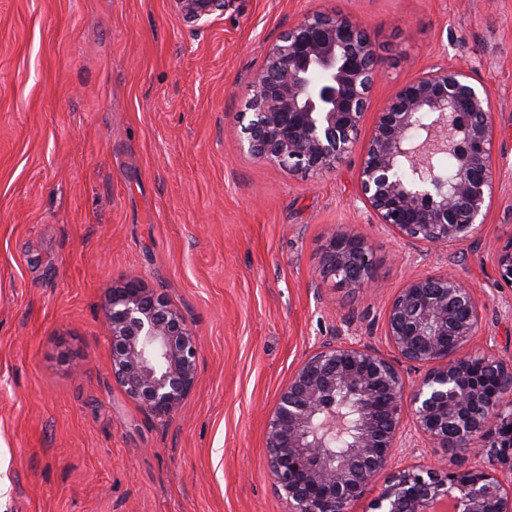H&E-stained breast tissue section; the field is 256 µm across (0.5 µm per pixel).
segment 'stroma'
Returning <instances> with one entry per match:
<instances>
[{
	"label": "stroma",
	"mask_w": 512,
	"mask_h": 512,
	"mask_svg": "<svg viewBox=\"0 0 512 512\" xmlns=\"http://www.w3.org/2000/svg\"><path fill=\"white\" fill-rule=\"evenodd\" d=\"M360 22L382 64L364 119L434 65L488 85L498 180L469 241L428 249L378 224L359 154L323 174L251 156L237 113L269 48L304 17ZM367 236L383 291L326 280L334 233ZM512 0H0V512H290L266 421L319 347L389 356L388 300L453 272L483 306L468 345L512 357ZM198 338L168 419L113 378L106 318L128 277ZM392 467L456 465L411 416ZM495 260L499 285L512 288V239L497 248Z\"/></svg>",
	"instance_id": "obj_1"
}]
</instances>
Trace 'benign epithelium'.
I'll use <instances>...</instances> for the list:
<instances>
[{"mask_svg": "<svg viewBox=\"0 0 512 512\" xmlns=\"http://www.w3.org/2000/svg\"><path fill=\"white\" fill-rule=\"evenodd\" d=\"M379 59L362 24L316 14L269 51L236 122L256 158L322 173L361 149L359 181L379 223L428 248L465 242L485 224L496 180L489 89L466 65L436 67L384 104L360 143ZM457 159L445 180L436 158ZM410 175L405 184L401 172ZM499 285L512 288V239L495 255ZM323 274L349 288L379 287L366 238L337 233ZM107 319L112 376L150 415L168 418L192 392L197 337L164 298L135 277L112 289ZM482 307L451 273L415 275L389 303L384 332L398 357L426 368L409 382L395 361L361 344L324 346L306 358L267 421V463L291 512H351L388 472L404 411L420 435L473 463L388 472L372 512H512V361L465 352ZM348 436L340 454L328 438Z\"/></svg>", "mask_w": 512, "mask_h": 512, "instance_id": "7a95c632", "label": "benign epithelium"}]
</instances>
